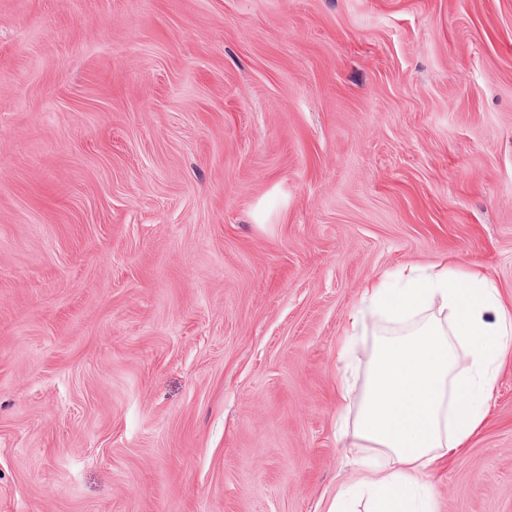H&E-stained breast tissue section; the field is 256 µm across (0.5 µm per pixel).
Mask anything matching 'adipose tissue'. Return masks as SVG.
<instances>
[{
  "label": "adipose tissue",
  "mask_w": 512,
  "mask_h": 512,
  "mask_svg": "<svg viewBox=\"0 0 512 512\" xmlns=\"http://www.w3.org/2000/svg\"><path fill=\"white\" fill-rule=\"evenodd\" d=\"M369 334L376 346L362 391L344 376L336 382L337 422L364 450V478L341 489L329 512H351L362 492L367 512H435L415 489L482 429L512 348V311L485 274L444 260L364 285L337 350L342 369L357 365Z\"/></svg>",
  "instance_id": "1"
}]
</instances>
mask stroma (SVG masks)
<instances>
[{
	"instance_id": "1",
	"label": "stroma",
	"mask_w": 512,
	"mask_h": 512,
	"mask_svg": "<svg viewBox=\"0 0 512 512\" xmlns=\"http://www.w3.org/2000/svg\"><path fill=\"white\" fill-rule=\"evenodd\" d=\"M512 297V0H0V512H328L336 350L442 256ZM435 512H512V362Z\"/></svg>"
}]
</instances>
